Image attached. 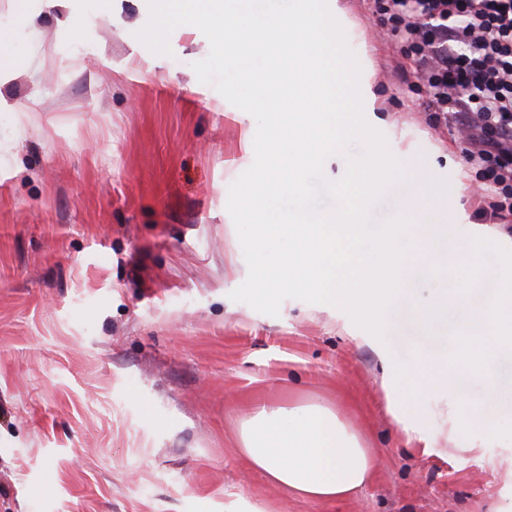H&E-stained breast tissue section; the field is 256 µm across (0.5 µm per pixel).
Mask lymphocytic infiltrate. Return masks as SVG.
<instances>
[{"label":"lymphocytic infiltrate","mask_w":512,"mask_h":512,"mask_svg":"<svg viewBox=\"0 0 512 512\" xmlns=\"http://www.w3.org/2000/svg\"><path fill=\"white\" fill-rule=\"evenodd\" d=\"M389 38L410 42L436 121L454 124L479 169V206L512 223V0H373Z\"/></svg>","instance_id":"obj_1"}]
</instances>
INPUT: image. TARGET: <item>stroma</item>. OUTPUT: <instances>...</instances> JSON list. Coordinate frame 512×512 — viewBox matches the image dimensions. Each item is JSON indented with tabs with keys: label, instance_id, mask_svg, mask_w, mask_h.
<instances>
[{
	"label": "stroma",
	"instance_id": "obj_1",
	"mask_svg": "<svg viewBox=\"0 0 512 512\" xmlns=\"http://www.w3.org/2000/svg\"><path fill=\"white\" fill-rule=\"evenodd\" d=\"M341 5L389 152L434 168L455 238L512 247V226L476 219L480 177L430 121L413 50L384 39L370 0ZM149 20L147 0H85L33 30L0 0V512H512V437L463 434L438 394L414 396L419 354L454 348L415 316L442 287L422 251L381 339L327 303L274 317L230 299L248 268L229 187L256 122L198 80V28L166 56L137 36ZM45 42L38 85L25 67ZM35 97L37 122L20 121ZM309 399L376 460L347 502L288 495L241 454L244 411Z\"/></svg>",
	"mask_w": 512,
	"mask_h": 512
}]
</instances>
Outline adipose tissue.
<instances>
[{"label":"adipose tissue","mask_w":512,"mask_h":512,"mask_svg":"<svg viewBox=\"0 0 512 512\" xmlns=\"http://www.w3.org/2000/svg\"><path fill=\"white\" fill-rule=\"evenodd\" d=\"M243 456L275 486L304 499L341 502L368 481L374 459L330 407L316 401L260 405L243 418Z\"/></svg>","instance_id":"ef3b65f1"}]
</instances>
